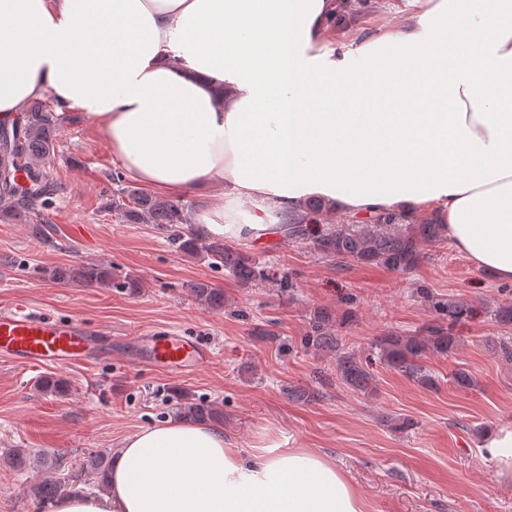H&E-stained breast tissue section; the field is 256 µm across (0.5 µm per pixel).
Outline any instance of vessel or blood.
<instances>
[{
  "instance_id": "1",
  "label": "vessel or blood",
  "mask_w": 512,
  "mask_h": 512,
  "mask_svg": "<svg viewBox=\"0 0 512 512\" xmlns=\"http://www.w3.org/2000/svg\"><path fill=\"white\" fill-rule=\"evenodd\" d=\"M95 332L74 320L46 318L25 305L0 312V357L23 363L65 365L85 358ZM140 346L147 361L164 371L190 373L211 361L206 345L189 336L151 331Z\"/></svg>"
}]
</instances>
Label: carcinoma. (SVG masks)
I'll list each match as a JSON object with an SVG mask.
<instances>
[{
  "label": "carcinoma",
  "instance_id": "obj_1",
  "mask_svg": "<svg viewBox=\"0 0 512 512\" xmlns=\"http://www.w3.org/2000/svg\"><path fill=\"white\" fill-rule=\"evenodd\" d=\"M5 142L0 144V220L25 224L29 215L37 210L50 195L58 191L50 171V164L58 145L59 123L54 112L43 102H30L21 117L12 125H1ZM118 189L112 194L107 207L112 209L123 224H153L168 233L176 250L186 257L209 259L216 267L242 284L267 283L284 290L289 280L284 275L271 272L252 257L222 237H209L189 228L191 208L181 200L153 197L132 186L121 185V177L112 178ZM324 206L313 201L301 213L286 212L280 216L278 229L285 237L308 243L314 252L328 260L347 259L359 263L382 266L406 273L415 268L421 258L420 245L447 238V229L436 218L418 223L413 218L398 213H373L361 224H325L318 228ZM51 278L60 282L85 286H110L130 295L141 293L143 285L137 278L128 277L114 283L111 267L103 264H83L78 267H58L51 271ZM195 300L212 310L224 309V291L209 282L190 285ZM433 308L448 317V326H432L427 335L384 334L376 336L365 355L346 348L343 338L336 334L332 314L319 309L313 312L309 329L301 339L304 349L315 353H329L336 360V376L353 391L367 392L375 381L374 367L385 366L394 370L420 387L432 390L439 381L427 368L428 356L446 357L455 353L458 337L452 326L466 317L469 305L461 301L433 303ZM328 395L324 387L295 388L288 392L291 399L316 404ZM180 417L192 421L223 418L215 406L188 399L177 404ZM4 459L15 468L26 467L32 459L54 473L70 475L71 468L63 451L49 454L38 451L29 456L10 450ZM110 468L106 455L97 454L85 460L80 472L100 488H106L105 480ZM66 482L46 479L29 487V497L34 512H46L48 504L57 498Z\"/></svg>",
  "mask_w": 512,
  "mask_h": 512
}]
</instances>
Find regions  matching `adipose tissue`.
Listing matches in <instances>:
<instances>
[{
  "instance_id": "adipose-tissue-1",
  "label": "adipose tissue",
  "mask_w": 512,
  "mask_h": 512,
  "mask_svg": "<svg viewBox=\"0 0 512 512\" xmlns=\"http://www.w3.org/2000/svg\"><path fill=\"white\" fill-rule=\"evenodd\" d=\"M394 30L324 50L339 0H0V122L52 95L127 174L184 195L204 234L251 240L319 199L350 216L433 209L512 283V0H414ZM481 457L512 479V426ZM104 495L48 512H365L329 458L244 452L217 424L128 436Z\"/></svg>"
}]
</instances>
